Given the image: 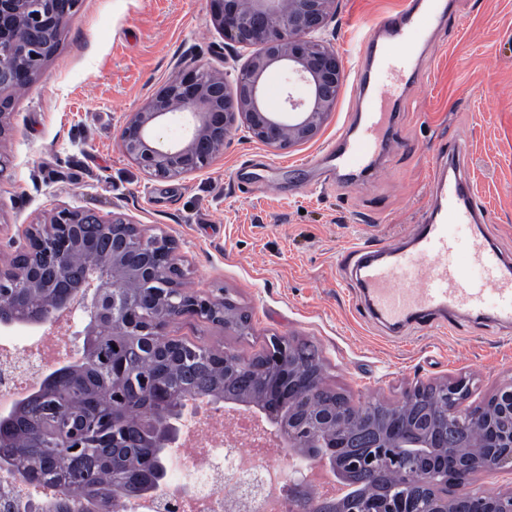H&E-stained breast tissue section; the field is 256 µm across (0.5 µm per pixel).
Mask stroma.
I'll use <instances>...</instances> for the list:
<instances>
[{"instance_id":"1","label":"stroma","mask_w":512,"mask_h":512,"mask_svg":"<svg viewBox=\"0 0 512 512\" xmlns=\"http://www.w3.org/2000/svg\"><path fill=\"white\" fill-rule=\"evenodd\" d=\"M403 0H339L323 35L353 69L357 27ZM250 56L232 52L207 0H81L56 52L18 95L0 140V225L28 224L60 205L122 212L147 234L173 237L183 285L223 295L248 314L242 334L204 319H178L171 337L251 357L272 338L317 348L324 384L354 404L401 402L423 384L465 380L463 407L480 406L512 381V326L453 316L452 329L426 326L394 336L361 303L339 262L351 243L377 249L405 242L431 209L432 169L455 143L467 146L465 176L484 223L475 232L512 261V0H454L420 73L389 128L381 171L334 177L314 189L310 161L334 143L360 104L344 87L318 137L276 151L233 132L224 153L172 180L144 175L121 152L119 132L179 65L235 73ZM308 97L287 67H271L264 101ZM275 180L279 190H258Z\"/></svg>"}]
</instances>
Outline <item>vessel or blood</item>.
Listing matches in <instances>:
<instances>
[{"instance_id":"vessel-or-blood-1","label":"vessel or blood","mask_w":512,"mask_h":512,"mask_svg":"<svg viewBox=\"0 0 512 512\" xmlns=\"http://www.w3.org/2000/svg\"><path fill=\"white\" fill-rule=\"evenodd\" d=\"M448 0H410L400 10L388 13L366 26L359 38L366 64L355 83L368 105L360 113L354 137L337 138L327 150L338 166L370 167L379 149L386 104L405 96V74L414 64L422 43L444 22ZM436 212L431 221L414 225L412 244L403 249L376 251L356 245L347 250L342 264L357 274L359 295L369 314L394 331L423 325L450 311H463L474 318L492 314L502 325L512 324V266L474 235L459 239L449 225L475 222L481 210L470 188L461 178L445 179L434 169ZM480 268L482 278L474 282L462 276L459 253ZM494 296L493 309H486V296Z\"/></svg>"}]
</instances>
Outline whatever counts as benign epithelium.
<instances>
[{
	"label": "benign epithelium",
	"mask_w": 512,
	"mask_h": 512,
	"mask_svg": "<svg viewBox=\"0 0 512 512\" xmlns=\"http://www.w3.org/2000/svg\"><path fill=\"white\" fill-rule=\"evenodd\" d=\"M338 0H208L210 20L226 44L256 47L258 52L233 78L203 65L186 66L155 96L127 116L120 134L123 155L150 178L174 179L193 173L217 159L232 130L244 126L251 137L274 149L307 144L319 135L345 84V67L334 46L321 37ZM79 0H0V139L8 131L17 90L34 81L56 50L59 33L71 22ZM284 63L310 87L306 99L289 95L282 112L263 104L262 79L268 69ZM180 114L188 123L182 141L165 145L157 128ZM19 250L5 262L0 258V327H42L87 320L83 356L91 359L89 337L107 323L131 336L126 355L112 359L104 385L137 389V361L164 354L180 359L184 342L169 337L167 316L138 318L134 299L141 294L161 307L173 306L181 319H206L235 329L238 307L228 298L203 296L184 287L178 245L167 235L147 236L121 214L100 215L68 206L58 207L47 221L17 225ZM43 290V307L20 316L14 312L30 290ZM291 343L276 341L260 368L228 351H210L224 373L247 383L256 370L264 377V396L243 401L224 396L226 404H245L265 415L274 429L266 431L291 448L301 461L318 465L326 476L351 488L342 500L327 498L320 485L294 470L288 480L292 512H355L354 498H376L374 461H427L415 479L412 497L398 503L399 512H512V491L490 495L467 489L478 472L512 471V382L500 387L473 419L457 416L455 407L410 414L412 391L399 404L385 408L389 425L373 420L367 407L327 399L319 375L302 376L293 364L281 367ZM169 385L162 375L152 399L141 407L146 416L168 412ZM200 397L189 394L155 441L174 458L182 453L184 427L198 420ZM95 419L75 424L61 416L48 425L53 446L93 453ZM130 440L118 416L112 417V447Z\"/></svg>",
	"instance_id": "7a95c632"
}]
</instances>
